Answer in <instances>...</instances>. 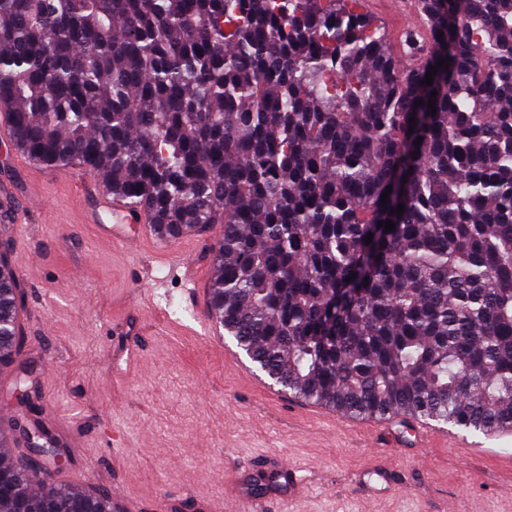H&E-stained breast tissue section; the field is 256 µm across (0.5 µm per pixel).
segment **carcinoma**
<instances>
[{
	"instance_id": "carcinoma-1",
	"label": "carcinoma",
	"mask_w": 512,
	"mask_h": 512,
	"mask_svg": "<svg viewBox=\"0 0 512 512\" xmlns=\"http://www.w3.org/2000/svg\"><path fill=\"white\" fill-rule=\"evenodd\" d=\"M360 3L0 0L10 139L86 165L162 236L220 225L209 316L292 397L493 435L512 428V0H420L417 66ZM23 303L1 261L0 365ZM39 470L0 455V512H112Z\"/></svg>"
}]
</instances>
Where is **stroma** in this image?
<instances>
[{
  "mask_svg": "<svg viewBox=\"0 0 512 512\" xmlns=\"http://www.w3.org/2000/svg\"><path fill=\"white\" fill-rule=\"evenodd\" d=\"M0 136V188L14 203L36 199L23 225L0 230L25 292L26 346L0 368V417L23 410L16 383L37 392L39 419L66 450L50 481L121 490L141 512H196V502L238 512L243 497L265 512H512V441L458 431L461 448H382L374 432L327 421L252 363L235 340L209 335L207 313L186 296V264L203 283L213 269L209 235L172 241L171 263L153 262V236L138 254L100 232L111 224L94 192L71 178L36 175ZM137 321L136 364L118 342ZM282 456L307 464L308 492L283 495L273 478L240 485L244 467ZM381 468L395 488L371 493Z\"/></svg>",
  "mask_w": 512,
  "mask_h": 512,
  "instance_id": "obj_1",
  "label": "stroma"
}]
</instances>
